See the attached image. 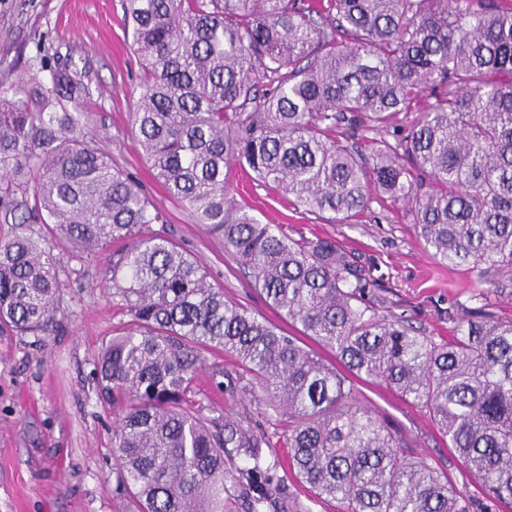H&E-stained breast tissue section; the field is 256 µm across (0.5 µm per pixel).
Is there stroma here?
Instances as JSON below:
<instances>
[{
  "label": "stroma",
  "instance_id": "35a3bbf8",
  "mask_svg": "<svg viewBox=\"0 0 512 512\" xmlns=\"http://www.w3.org/2000/svg\"><path fill=\"white\" fill-rule=\"evenodd\" d=\"M121 0H0V80L27 76L40 63L69 65L86 86L87 128L118 167L165 213L166 228L207 268L225 295L277 321L251 288L223 241L172 201L135 142L141 70L123 25ZM236 202L292 237L335 238L376 268L377 288L395 315L435 339L454 335L474 308L471 276L440 266L417 241L401 208L371 204L348 224H329L298 209L293 197L257 186L241 169L226 172ZM128 321L96 272L65 278L60 310L46 333H0V512H122L112 453L113 417L99 400L94 363ZM228 355H207L196 403L214 418H246L273 431L280 418L257 382L241 385ZM231 386H222L224 376ZM364 404L400 433L402 451L447 472L467 495L481 490L458 462L428 413L375 381L355 380Z\"/></svg>",
  "mask_w": 512,
  "mask_h": 512
}]
</instances>
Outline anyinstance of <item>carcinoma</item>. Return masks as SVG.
<instances>
[{
    "instance_id": "obj_1",
    "label": "carcinoma",
    "mask_w": 512,
    "mask_h": 512,
    "mask_svg": "<svg viewBox=\"0 0 512 512\" xmlns=\"http://www.w3.org/2000/svg\"><path fill=\"white\" fill-rule=\"evenodd\" d=\"M503 0H123L142 61L136 146L154 179L224 240L299 337L228 299L166 230L162 211L112 168L83 123L68 72L0 81V206L34 223L0 239V329L39 335L61 276L93 261L129 316L96 374L114 416L117 488L129 512H288V474L344 512H487L512 503V2ZM268 82L266 92L259 85ZM426 99L403 131L399 112ZM370 135L365 155L352 142ZM234 164L297 207L347 224L402 205L416 238L473 274L447 341L382 311L376 279L330 237L294 239L238 206ZM70 245L72 267L52 255ZM259 381L282 431L252 433L195 409L205 354ZM376 379L425 408L484 496L401 451L358 399ZM288 449L281 459L272 449ZM236 449V463L228 449Z\"/></svg>"
}]
</instances>
